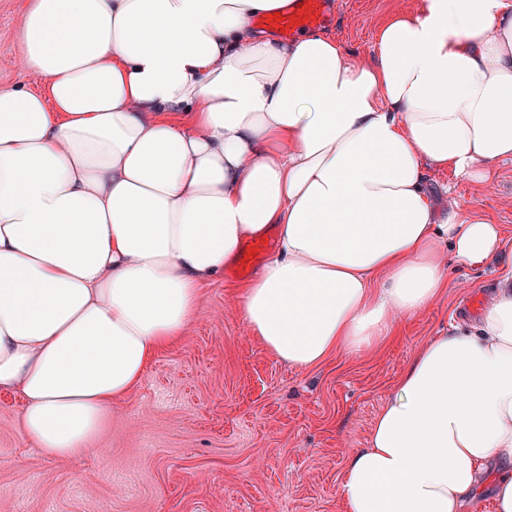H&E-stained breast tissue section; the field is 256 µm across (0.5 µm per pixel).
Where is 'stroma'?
Returning a JSON list of instances; mask_svg holds the SVG:
<instances>
[{"label":"stroma","instance_id":"obj_1","mask_svg":"<svg viewBox=\"0 0 512 512\" xmlns=\"http://www.w3.org/2000/svg\"><path fill=\"white\" fill-rule=\"evenodd\" d=\"M25 0H0V87L39 90L45 77L17 67ZM417 0H334L321 25L351 57ZM440 210L478 211L512 237V159L487 184L430 174ZM233 262L201 291L203 312L157 354L140 385L112 405L90 452L58 460L21 434L18 394L0 391V512H341L349 452L366 447L376 415L415 352L453 323L474 318L497 277L449 266L435 305L402 321L397 340L357 358L300 370L273 357L239 311L261 270Z\"/></svg>","mask_w":512,"mask_h":512}]
</instances>
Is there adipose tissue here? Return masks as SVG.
<instances>
[{"label":"adipose tissue","instance_id":"ef3b65f1","mask_svg":"<svg viewBox=\"0 0 512 512\" xmlns=\"http://www.w3.org/2000/svg\"><path fill=\"white\" fill-rule=\"evenodd\" d=\"M293 0H27L0 88V390L46 455L85 454L113 401L250 238L277 253L244 321L308 370L394 340L448 262L505 266L477 328L431 338L351 451L342 512H512V239L437 214L430 172L512 157V0H419L368 59L258 30Z\"/></svg>","mask_w":512,"mask_h":512}]
</instances>
